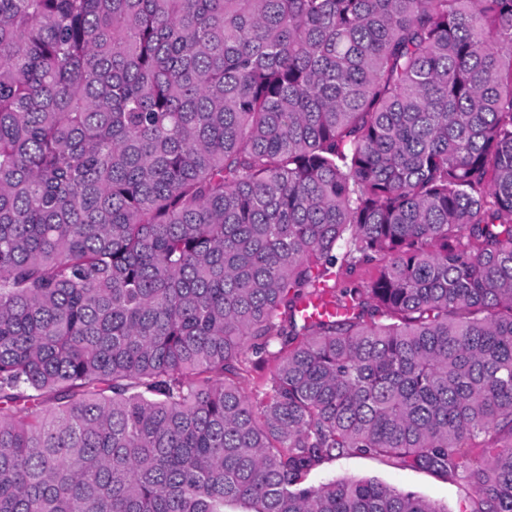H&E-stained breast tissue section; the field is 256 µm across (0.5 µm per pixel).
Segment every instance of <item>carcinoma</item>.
<instances>
[{"instance_id": "cac0c4a2", "label": "carcinoma", "mask_w": 512, "mask_h": 512, "mask_svg": "<svg viewBox=\"0 0 512 512\" xmlns=\"http://www.w3.org/2000/svg\"><path fill=\"white\" fill-rule=\"evenodd\" d=\"M352 455L512 512V0H0V512Z\"/></svg>"}]
</instances>
